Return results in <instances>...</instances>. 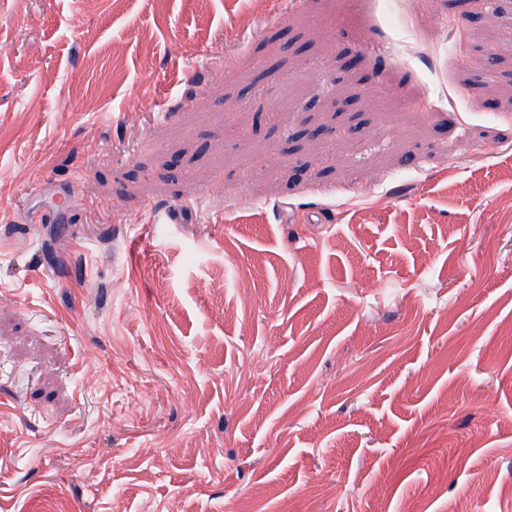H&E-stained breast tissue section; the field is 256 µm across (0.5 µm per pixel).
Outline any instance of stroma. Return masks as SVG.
<instances>
[{
	"mask_svg": "<svg viewBox=\"0 0 512 512\" xmlns=\"http://www.w3.org/2000/svg\"><path fill=\"white\" fill-rule=\"evenodd\" d=\"M508 486L512 0H0V512Z\"/></svg>",
	"mask_w": 512,
	"mask_h": 512,
	"instance_id": "obj_1",
	"label": "stroma"
}]
</instances>
